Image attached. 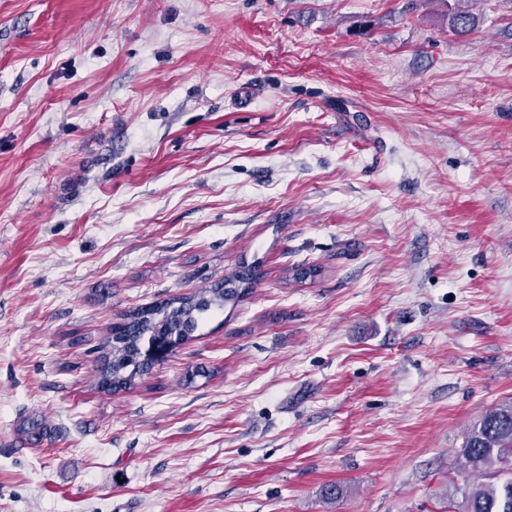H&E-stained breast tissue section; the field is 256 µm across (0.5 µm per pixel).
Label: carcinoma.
Instances as JSON below:
<instances>
[{"mask_svg": "<svg viewBox=\"0 0 512 512\" xmlns=\"http://www.w3.org/2000/svg\"><path fill=\"white\" fill-rule=\"evenodd\" d=\"M468 0L448 11V27L456 34L475 29ZM254 273L243 270L226 284L194 298L171 301L129 314L112 330L111 360L100 384L111 390L131 386L160 361L172 346L192 337L200 317L213 306L224 307L242 293ZM461 457L469 472H484L492 482L475 488L463 481L448 495V512H512V403L477 421L467 432Z\"/></svg>", "mask_w": 512, "mask_h": 512, "instance_id": "obj_1", "label": "carcinoma"}]
</instances>
